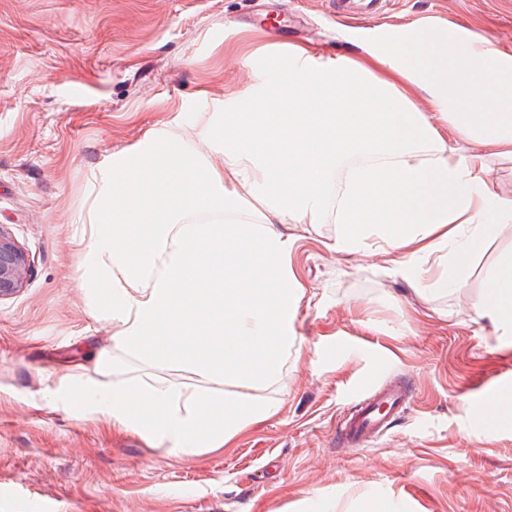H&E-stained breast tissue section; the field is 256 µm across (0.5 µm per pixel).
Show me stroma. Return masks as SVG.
Here are the masks:
<instances>
[{
  "label": "stroma",
  "mask_w": 512,
  "mask_h": 512,
  "mask_svg": "<svg viewBox=\"0 0 512 512\" xmlns=\"http://www.w3.org/2000/svg\"><path fill=\"white\" fill-rule=\"evenodd\" d=\"M372 10L512 47V0H0V225L33 265L0 300V512H346L371 493L404 512H512V423L480 414L512 389V334L471 310L512 225L475 256L466 288L429 302L384 254L329 251L334 218L289 225L306 290L300 357L280 411L232 447L160 456L105 420L32 405L110 343L71 231L90 173L164 123L196 143L199 114L255 88L285 46L355 57L356 37L336 28ZM340 342L348 353L333 356ZM400 378L414 407L374 446L337 447L357 393Z\"/></svg>",
  "instance_id": "1"
}]
</instances>
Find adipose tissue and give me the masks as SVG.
<instances>
[{
  "label": "adipose tissue",
  "mask_w": 512,
  "mask_h": 512,
  "mask_svg": "<svg viewBox=\"0 0 512 512\" xmlns=\"http://www.w3.org/2000/svg\"><path fill=\"white\" fill-rule=\"evenodd\" d=\"M261 91L201 113L199 141L148 130L88 180L73 221L91 315L116 350L196 384L67 373L44 400L109 420L166 456L230 444L276 415L305 296L291 224L338 226L329 248L379 242L390 270L425 297L466 287L479 248L512 224L490 158H512V51L450 22L416 21L326 60L289 46ZM426 96L432 113L421 112ZM472 311L512 333V251Z\"/></svg>",
  "instance_id": "ef3b65f1"
}]
</instances>
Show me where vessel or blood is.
I'll return each mask as SVG.
<instances>
[{"instance_id":"vessel-or-blood-1","label":"vessel or blood","mask_w":512,"mask_h":512,"mask_svg":"<svg viewBox=\"0 0 512 512\" xmlns=\"http://www.w3.org/2000/svg\"><path fill=\"white\" fill-rule=\"evenodd\" d=\"M414 399L412 387L397 382L359 394L336 426V442L342 447L365 448L383 437L398 415Z\"/></svg>"}]
</instances>
